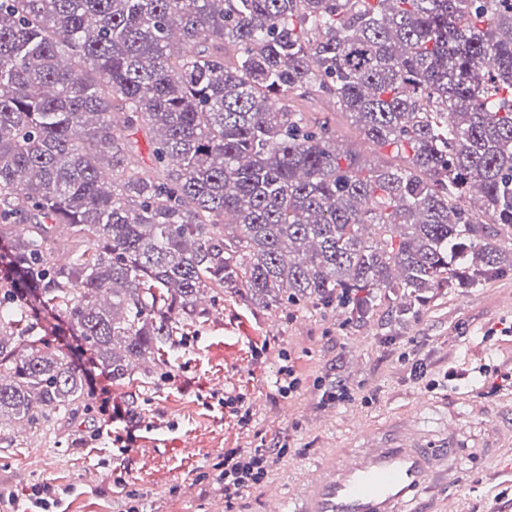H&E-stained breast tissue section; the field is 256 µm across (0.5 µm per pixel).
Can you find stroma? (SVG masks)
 Returning a JSON list of instances; mask_svg holds the SVG:
<instances>
[{
    "instance_id": "1",
    "label": "stroma",
    "mask_w": 512,
    "mask_h": 512,
    "mask_svg": "<svg viewBox=\"0 0 512 512\" xmlns=\"http://www.w3.org/2000/svg\"><path fill=\"white\" fill-rule=\"evenodd\" d=\"M505 319H512V273L435 295L404 322L383 307L364 322L311 302L267 308L228 288L189 326L160 374L139 369L120 384L95 364L66 318L39 313V326L83 373L90 393L83 410L53 429L0 426V489L21 494L46 482L68 489L60 512H127L132 505L139 512H228L211 480L225 449L287 439L288 454L269 478L285 488L331 448L355 447L363 431L382 434L421 399L427 441L439 442L445 422L457 425L464 467L448 494L459 512H512V469L473 455L486 445L488 423L512 425V392L492 389L497 373L512 370V335L490 333ZM414 358L429 374L453 369L463 377L428 389L410 374ZM286 362L302 380L290 399L276 388ZM319 378L349 388L354 402L323 407ZM238 395L252 412L246 425L223 403ZM106 400L135 429L130 447L92 440ZM91 467L102 479L87 486L82 477ZM129 489L135 499L126 497Z\"/></svg>"
}]
</instances>
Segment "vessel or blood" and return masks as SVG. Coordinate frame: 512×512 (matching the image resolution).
I'll return each instance as SVG.
<instances>
[{
	"mask_svg": "<svg viewBox=\"0 0 512 512\" xmlns=\"http://www.w3.org/2000/svg\"><path fill=\"white\" fill-rule=\"evenodd\" d=\"M460 474L453 437L425 447L411 416L397 423L389 443L364 436L359 447L327 455L296 494L272 499L269 512H406L410 497L446 489Z\"/></svg>",
	"mask_w": 512,
	"mask_h": 512,
	"instance_id": "obj_1",
	"label": "vessel or blood"
}]
</instances>
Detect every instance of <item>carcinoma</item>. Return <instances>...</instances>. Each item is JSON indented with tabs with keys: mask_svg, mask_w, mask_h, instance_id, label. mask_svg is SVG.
Returning a JSON list of instances; mask_svg holds the SVG:
<instances>
[{
	"mask_svg": "<svg viewBox=\"0 0 512 512\" xmlns=\"http://www.w3.org/2000/svg\"><path fill=\"white\" fill-rule=\"evenodd\" d=\"M321 93L394 154L293 106ZM0 265V304L28 289L0 420L30 429L86 406L32 311L122 381L226 288L404 321L507 275L512 0H0ZM338 133L340 135V141L345 146L355 147L364 154L371 161V163L377 162L386 156L389 151L387 149L380 150L379 152H371L367 150V146L361 143V140L357 136L354 128L350 125L345 117H339L337 125Z\"/></svg>",
	"mask_w": 512,
	"mask_h": 512,
	"instance_id": "carcinoma-1",
	"label": "carcinoma"
}]
</instances>
